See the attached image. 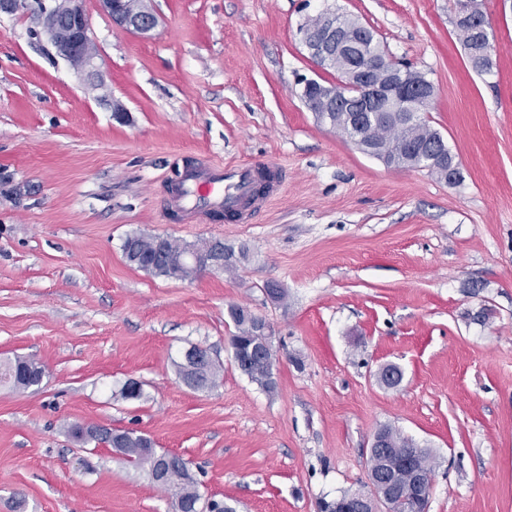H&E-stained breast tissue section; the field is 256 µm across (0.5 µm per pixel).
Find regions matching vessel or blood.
<instances>
[{
    "mask_svg": "<svg viewBox=\"0 0 512 512\" xmlns=\"http://www.w3.org/2000/svg\"><path fill=\"white\" fill-rule=\"evenodd\" d=\"M283 183V168L267 161L252 164L213 163L187 174L171 202L173 213L189 220L216 211L245 221L252 211L276 199Z\"/></svg>",
    "mask_w": 512,
    "mask_h": 512,
    "instance_id": "1",
    "label": "vessel or blood"
}]
</instances>
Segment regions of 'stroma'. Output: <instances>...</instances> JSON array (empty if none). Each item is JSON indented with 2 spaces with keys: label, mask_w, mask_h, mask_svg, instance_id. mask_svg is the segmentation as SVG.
<instances>
[{
  "label": "stroma",
  "mask_w": 512,
  "mask_h": 512,
  "mask_svg": "<svg viewBox=\"0 0 512 512\" xmlns=\"http://www.w3.org/2000/svg\"><path fill=\"white\" fill-rule=\"evenodd\" d=\"M479 4L488 75L467 60L455 0H151L148 38L85 0L101 88L28 13L0 15V361L46 371L35 391L0 385V512H173L120 453L77 444L75 422L148 435L236 512H319L365 489L388 424L431 452L429 512H512V0ZM326 10L433 83L424 117L460 182L386 166L305 105L302 78L337 79L299 42ZM260 161L285 182L250 223L172 219L175 172ZM134 233L247 257L166 278L126 261ZM234 304L274 330V392L234 363ZM193 345L223 364L215 388L178 377ZM388 363L394 388L377 379ZM131 380L143 398L121 397Z\"/></svg>",
  "instance_id": "35a3bbf8"
}]
</instances>
